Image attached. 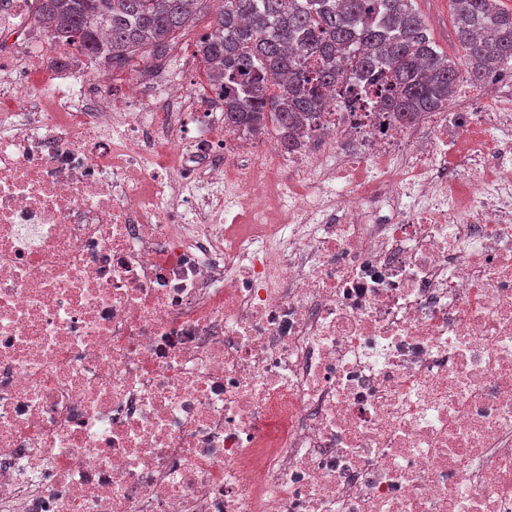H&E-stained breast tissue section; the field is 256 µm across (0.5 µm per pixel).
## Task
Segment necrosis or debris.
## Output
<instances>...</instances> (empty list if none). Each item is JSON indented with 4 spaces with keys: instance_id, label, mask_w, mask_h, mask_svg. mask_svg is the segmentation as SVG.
Listing matches in <instances>:
<instances>
[{
    "instance_id": "1",
    "label": "necrosis or debris",
    "mask_w": 512,
    "mask_h": 512,
    "mask_svg": "<svg viewBox=\"0 0 512 512\" xmlns=\"http://www.w3.org/2000/svg\"><path fill=\"white\" fill-rule=\"evenodd\" d=\"M327 96L287 152L0 13V512H512V92Z\"/></svg>"
}]
</instances>
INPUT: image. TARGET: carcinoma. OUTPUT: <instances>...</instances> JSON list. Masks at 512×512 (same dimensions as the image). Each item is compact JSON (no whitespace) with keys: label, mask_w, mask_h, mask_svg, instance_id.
I'll return each mask as SVG.
<instances>
[{"label":"carcinoma","mask_w":512,"mask_h":512,"mask_svg":"<svg viewBox=\"0 0 512 512\" xmlns=\"http://www.w3.org/2000/svg\"><path fill=\"white\" fill-rule=\"evenodd\" d=\"M52 35L112 69L168 57L198 5L215 4L197 44L224 95V127L274 129L284 147L325 111L322 89L368 80L382 112L413 120L442 109L461 82L512 70V10L497 0H450L459 60L436 49L415 0H38Z\"/></svg>","instance_id":"1"}]
</instances>
